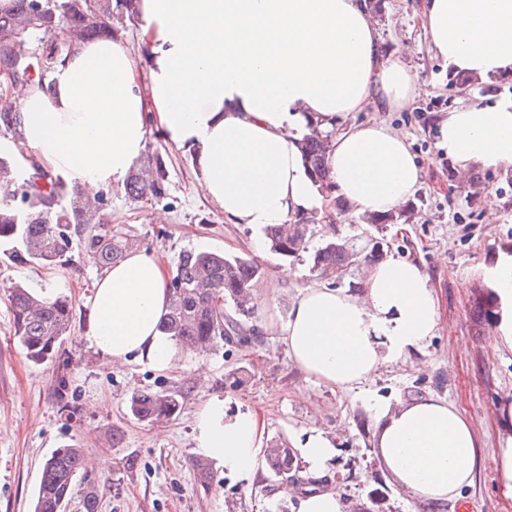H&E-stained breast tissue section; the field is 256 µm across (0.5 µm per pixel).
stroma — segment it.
I'll use <instances>...</instances> for the list:
<instances>
[{
	"mask_svg": "<svg viewBox=\"0 0 512 512\" xmlns=\"http://www.w3.org/2000/svg\"><path fill=\"white\" fill-rule=\"evenodd\" d=\"M374 15L380 41L410 64L424 90L387 119L411 143L422 167V183L407 220L396 226L368 224L352 210L335 226L312 224L310 248L330 235L358 247L375 239L394 254L417 259L437 302L438 327L403 364L382 369L374 382L351 390L332 389L307 377L289 359L280 333L265 325L267 314L286 323L300 288L319 284L307 258L294 263L300 276L278 278L284 261L269 248L254 251L262 233L224 216L199 190L189 154L151 135L150 148L167 163V195L133 203L118 187H105L106 212L139 247L174 266L184 249L247 255L265 276L254 288L255 310L244 343L221 342L206 354L186 351L171 371L157 373L136 363H111L84 341V302L101 269L89 259L56 270L0 263V512H30L44 460L57 448L75 444L88 464L77 488L96 486L98 512H295L307 479L300 469L288 476L271 470L246 480L215 472L201 486L193 467L192 413L208 396L224 395L229 408H249L267 423L269 442L296 447L305 431H325L337 447L329 479L338 484L348 512H457L455 503L434 504L397 489L374 451L373 404L393 405L428 394L444 398L467 418L481 442L483 463L474 485L462 496L470 512H512V492L498 478V450L512 407V349L494 343L497 319L479 321L478 308L492 293L486 274L498 255L512 252V168H479L459 175L437 147L436 120L461 105L512 97V83L488 80L453 92L448 73L419 26L421 0H382ZM166 222H157V213ZM34 291L55 288L72 301L71 335L62 357L30 363L14 338L8 289L13 282ZM245 368V386L228 375ZM139 390L175 391L182 408L163 424L135 420L127 410Z\"/></svg>",
	"mask_w": 512,
	"mask_h": 512,
	"instance_id": "stroma-1",
	"label": "stroma"
}]
</instances>
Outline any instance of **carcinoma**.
Returning <instances> with one entry per match:
<instances>
[{"label": "carcinoma", "mask_w": 512, "mask_h": 512, "mask_svg": "<svg viewBox=\"0 0 512 512\" xmlns=\"http://www.w3.org/2000/svg\"><path fill=\"white\" fill-rule=\"evenodd\" d=\"M137 0H13L0 11V54L19 60L21 81L45 89L49 73L72 46L57 38L65 29L73 39H98L126 29L134 21ZM19 113L0 110V136L19 133ZM311 133L300 142L305 161L321 192H332L327 171V149L332 132L310 123ZM152 179L129 175L121 190L131 202L160 199L166 193L167 168L160 151L149 155ZM22 166L7 148H0V254L16 265L69 266L87 257L109 268L131 250L133 241L104 213L102 190L91 192L79 184ZM313 217L296 216L295 223L265 229L270 250L298 259L309 255L310 272L324 279H338L355 260L356 253L344 238L330 236L309 251V225ZM264 275L253 259L218 251L184 250L177 256L170 277V303L163 330L184 348L204 353L217 343L244 331L253 314L251 288ZM14 337L26 358L35 365L59 355L72 326V303L63 293L43 295L21 282L10 287ZM180 395L168 391H140L128 401L130 415L146 423L171 420L180 413ZM269 467L286 473L293 467V449L276 444L268 450ZM83 451L72 445L56 450L42 466L31 512H63L74 494Z\"/></svg>", "instance_id": "obj_1"}]
</instances>
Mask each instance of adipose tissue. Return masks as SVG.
I'll return each mask as SVG.
<instances>
[{
  "label": "adipose tissue",
  "mask_w": 512,
  "mask_h": 512,
  "mask_svg": "<svg viewBox=\"0 0 512 512\" xmlns=\"http://www.w3.org/2000/svg\"><path fill=\"white\" fill-rule=\"evenodd\" d=\"M141 60L124 36L76 42L46 90L13 85L19 158L33 157L92 189L123 184L152 131L190 152L198 185L227 221L264 229L306 212L325 213L299 148L309 124L331 131L334 187L357 213L386 214L418 189L421 167L406 137L386 121L419 93L406 62L384 54L364 0H139ZM421 25L451 74L512 77V0H424ZM371 121L351 122L354 112ZM439 144L459 172L512 166V99L462 106L440 120ZM512 342V254L488 270ZM169 275L159 258L130 251L93 285L87 345L110 362L162 373L181 348L163 333ZM437 306L416 262L388 256L370 265L358 291L300 289L281 332L289 359L334 389L374 379L434 336ZM375 454L398 489L432 503L461 499L482 464L471 423L428 395L375 412ZM195 455L247 478L263 467L266 428L252 410L213 395L193 413ZM336 451L324 431L298 445L314 479L297 512H345L341 494L319 486Z\"/></svg>",
  "instance_id": "obj_1"
}]
</instances>
